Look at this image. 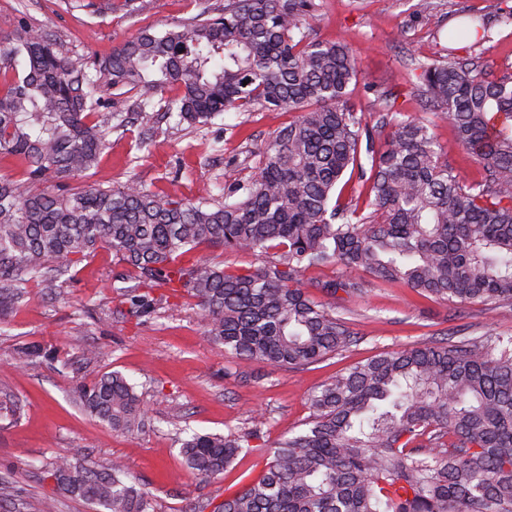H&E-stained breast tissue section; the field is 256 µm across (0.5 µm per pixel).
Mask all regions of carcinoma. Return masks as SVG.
<instances>
[{
	"label": "carcinoma",
	"mask_w": 512,
	"mask_h": 512,
	"mask_svg": "<svg viewBox=\"0 0 512 512\" xmlns=\"http://www.w3.org/2000/svg\"><path fill=\"white\" fill-rule=\"evenodd\" d=\"M199 12L161 31L145 29L96 65L62 53L46 31L22 22L0 39V155L22 181L0 178V315L49 271L69 272L100 249L124 264L127 314L153 313L181 288L210 338L241 359L292 369L345 351L342 317L315 300L361 289L365 270L384 282L448 302L512 310V75L488 80L468 58L419 61L413 91L448 119L483 167L464 184L448 152L412 118L391 122L374 147L364 111L349 103L361 74L346 46L318 41L314 0H198ZM482 17L454 36L488 38ZM96 84L139 93L136 107L189 127L234 109L297 116L259 154L252 181L224 175V201L178 199L131 178L56 193L36 188L98 168L107 134L125 122L104 112ZM369 181L368 214L341 201L345 177ZM252 252L241 270L194 253ZM334 266L329 280H304ZM81 406L112 429L149 421L118 371L76 390ZM306 429L267 450L262 475L214 512H512V337L427 341L384 351L325 383L310 399ZM257 430L194 433L181 440L187 468L224 473ZM57 490L105 512H156V500L114 462L74 454L52 465Z\"/></svg>",
	"instance_id": "1"
}]
</instances>
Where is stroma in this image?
Wrapping results in <instances>:
<instances>
[{
	"label": "stroma",
	"mask_w": 512,
	"mask_h": 512,
	"mask_svg": "<svg viewBox=\"0 0 512 512\" xmlns=\"http://www.w3.org/2000/svg\"><path fill=\"white\" fill-rule=\"evenodd\" d=\"M0 0V38L20 19L52 33L60 49L95 60L145 28L165 29L198 12L195 0ZM417 0H315L314 38L347 45L358 57L361 75L350 85V102L364 109L371 125L388 112L430 124L448 163L464 182L478 179L481 165L455 142L446 119L428 110L412 91L411 59L453 54L473 58L486 77L512 73V24L499 21L504 0H433L417 13ZM485 17L489 38L482 43L449 39L470 16ZM385 100H378V93ZM289 112H227L205 126L180 131L154 125L148 148L137 142L145 127L108 137L110 148L95 180L121 185L129 178L178 198L210 188L224 196V171L242 181L254 177L260 148L288 124ZM124 268L108 250H99L54 284L27 283L22 301L0 318V402L21 406L17 421L0 419V479L14 488L0 512H41L54 499L56 512H95L82 500L60 494L44 471L80 449L99 465L118 460L131 478L154 496L159 512H193L217 507L225 490H237L259 476L269 446L300 432L309 416V398L336 373L366 362L384 350L446 337L512 336V318L481 303H448L417 294L401 283H385L360 271V292L338 293L326 303L345 318L355 343L342 355L283 370L243 360L213 342L191 299L178 307L160 305L140 319H127L114 283ZM35 343L46 355L18 364L16 354ZM103 349L95 361L89 348ZM120 371L136 387L153 420L151 430L126 434L90 415L79 404L78 385ZM258 427L254 449L242 452L224 474L197 479L180 455V432L225 435Z\"/></svg>",
	"instance_id": "stroma-1"
}]
</instances>
